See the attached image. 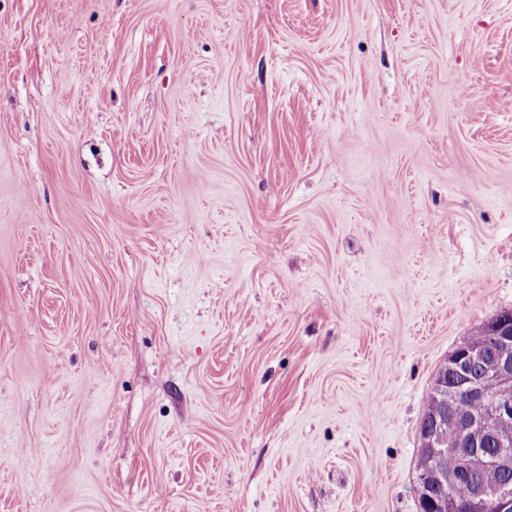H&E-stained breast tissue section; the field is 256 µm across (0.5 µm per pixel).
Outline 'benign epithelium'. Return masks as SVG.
<instances>
[{
  "label": "benign epithelium",
  "instance_id": "7a95c632",
  "mask_svg": "<svg viewBox=\"0 0 512 512\" xmlns=\"http://www.w3.org/2000/svg\"><path fill=\"white\" fill-rule=\"evenodd\" d=\"M488 340H469L461 345L450 360L447 370L435 383L437 404L431 412L428 426L421 433V451L424 455H436L445 451L439 439L438 429L448 425V407L451 396L460 393L472 400L488 405L487 413L456 424L459 434L461 456L460 469L447 472L431 468L417 480L419 497L424 504H434L433 512H512V486L502 484L489 486L470 483L465 502L452 494L434 495L437 489H450L480 470H512V430L497 437L499 451L490 455L485 451L483 425L485 420H496L504 425L512 424V403L490 399L479 382L472 379L468 371L478 368L480 378L490 380L500 387H512V316L498 314L489 320Z\"/></svg>",
  "mask_w": 512,
  "mask_h": 512
}]
</instances>
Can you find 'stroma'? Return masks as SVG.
Returning <instances> with one entry per match:
<instances>
[{
  "label": "stroma",
  "instance_id": "stroma-1",
  "mask_svg": "<svg viewBox=\"0 0 512 512\" xmlns=\"http://www.w3.org/2000/svg\"><path fill=\"white\" fill-rule=\"evenodd\" d=\"M512 311V0H0V512H420Z\"/></svg>",
  "mask_w": 512,
  "mask_h": 512
}]
</instances>
